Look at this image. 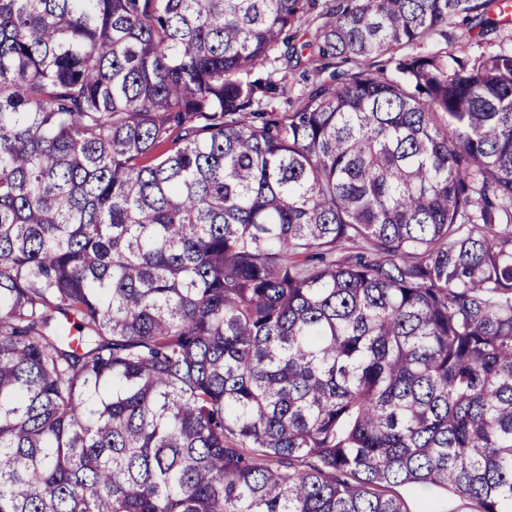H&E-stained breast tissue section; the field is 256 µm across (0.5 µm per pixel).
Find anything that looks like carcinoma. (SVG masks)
<instances>
[{"instance_id": "1", "label": "carcinoma", "mask_w": 512, "mask_h": 512, "mask_svg": "<svg viewBox=\"0 0 512 512\" xmlns=\"http://www.w3.org/2000/svg\"><path fill=\"white\" fill-rule=\"evenodd\" d=\"M315 6L0 0V512H512V49ZM290 33H293L295 36L292 43L297 47L299 59L298 64L296 59H293L288 62V66L284 60H280L277 63V67L281 68L279 76H285L286 93L278 99V106L282 110L288 109L289 102L296 101L298 95L309 87L312 79V72H310L307 65V51L303 55L300 53L301 43L306 41L309 36L306 24L301 26L297 24ZM394 491L399 494L411 512H417L428 505L435 512H476V503L465 498L448 493L445 494L436 489L418 486L395 487Z\"/></svg>"}]
</instances>
